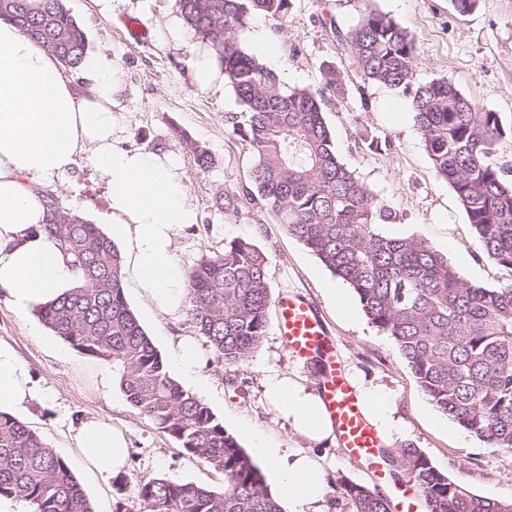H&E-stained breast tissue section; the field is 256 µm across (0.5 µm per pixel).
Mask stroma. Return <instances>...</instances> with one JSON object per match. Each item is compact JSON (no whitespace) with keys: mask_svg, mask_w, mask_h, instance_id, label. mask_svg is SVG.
<instances>
[{"mask_svg":"<svg viewBox=\"0 0 512 512\" xmlns=\"http://www.w3.org/2000/svg\"><path fill=\"white\" fill-rule=\"evenodd\" d=\"M85 31L89 54L104 53L119 65L125 146L171 153L180 160L179 175L195 203L199 221L180 239L177 258L192 267L202 254L223 252L237 238L252 240L268 258L272 299L303 298L320 313L336 342L337 354L351 380L391 393L397 431L394 445L419 448L439 471L461 479L470 489L491 498L512 497V458L504 457L475 437L458 443L443 415L430 403L393 341L365 316L354 292L337 306L329 290L337 278L267 210L247 203L253 154L234 127L244 116L228 86L203 87L194 61L209 46L193 31L173 41L169 26L179 20L175 0H65ZM404 27L417 44L413 62L416 82L443 78L480 108L498 113L512 125V0H478L469 13H459L452 0H373ZM361 0H290L280 28L257 18L238 34L250 49L258 39L271 41L263 61L289 86L318 88L322 65L331 62L345 80L342 95L324 106V118L337 152L370 192L377 208L391 212L380 225L389 237H419L447 254L467 280L488 288L512 283V273L481 251L467 215L454 191L434 169L402 90L382 84L362 85L336 40L335 28L358 19ZM139 21L143 40L130 38L125 19ZM199 144L209 156L198 166L191 151ZM64 207L88 222L109 208L99 169L79 159L72 172L49 187ZM237 204L225 208V195ZM126 301L159 352L177 336L193 333L189 318L172 323L151 316L134 295ZM0 340L10 343L27 363L39 398L22 422L63 457L91 500L95 512H112L115 480L91 474L75 456L74 429L90 415L121 428L130 443L128 481L165 477L221 487V474L185 453L127 400L119 383L91 392L97 372L111 363L81 354L46 328L37 313L17 314L0 295ZM286 372L318 386L313 365L299 363L285 348L276 329H269L249 363L227 382L224 370L209 372L211 384L199 397L242 447L250 442L246 426L261 430L282 452L305 453L324 469L326 478L349 480L390 496L386 479L367 471L335 445L299 438L267 404L263 379Z\"/></svg>","mask_w":512,"mask_h":512,"instance_id":"1","label":"stroma"}]
</instances>
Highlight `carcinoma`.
<instances>
[{
	"mask_svg": "<svg viewBox=\"0 0 512 512\" xmlns=\"http://www.w3.org/2000/svg\"><path fill=\"white\" fill-rule=\"evenodd\" d=\"M184 23L206 39L248 116L242 132L253 156L244 197L272 212L356 294L365 316L389 336L431 404L494 451L512 457V285L469 282L426 240L381 234L390 218L339 159L323 108L343 92L340 70L322 65L316 90L284 86L276 71L236 34L262 17L277 26L289 0H176ZM14 22L68 70L86 56V35L64 0H0ZM336 37L364 84L400 88L439 176L465 210L483 253L512 272V179L491 164L505 134L499 116L452 83L414 82L415 40L372 0ZM80 274L81 285L38 309L43 324L77 351L112 362L127 400L192 457L223 474L212 489L164 477L116 482L112 512H283L260 469L210 407L168 373L161 354L129 308L119 250L98 225L60 207L43 225ZM267 256L235 239L204 254L188 271L189 316L231 374L247 364L269 328ZM389 476L416 487L428 512H512L435 468L419 449L383 448ZM352 512H391L390 500L344 476L330 481ZM0 497L32 512H95L67 461L26 424L0 412Z\"/></svg>",
	"mask_w": 512,
	"mask_h": 512,
	"instance_id": "carcinoma-1",
	"label": "carcinoma"
}]
</instances>
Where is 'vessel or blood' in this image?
<instances>
[{
    "label": "vessel or blood",
    "mask_w": 512,
    "mask_h": 512,
    "mask_svg": "<svg viewBox=\"0 0 512 512\" xmlns=\"http://www.w3.org/2000/svg\"><path fill=\"white\" fill-rule=\"evenodd\" d=\"M276 329L297 359L304 362L314 357L322 359L325 365L320 383L322 397L341 448L371 471H379L382 467L377 454L380 437L367 421L363 404L337 356L336 345L315 309L300 299L279 298Z\"/></svg>",
    "instance_id": "1"
}]
</instances>
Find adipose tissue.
Returning a JSON list of instances; mask_svg holds the SVG:
<instances>
[{"mask_svg":"<svg viewBox=\"0 0 512 512\" xmlns=\"http://www.w3.org/2000/svg\"><path fill=\"white\" fill-rule=\"evenodd\" d=\"M83 66L91 84L81 92L53 53L0 20V293L26 315L79 284L78 272L43 229L47 214L38 190L66 177L84 155L105 180L110 205L98 221L122 247L124 281L149 312L179 319L187 271L175 252L185 228L198 222L197 208L172 155L122 147L117 64L97 54ZM168 360L183 381L207 386L208 354L196 336L170 344ZM38 396L27 365L0 343V411L27 413ZM265 396L302 438L335 439L316 388L282 373L267 380ZM249 435L294 512H312L326 492L321 466L306 454L286 456L258 430ZM73 440L92 473L123 472L128 443L120 429L89 416Z\"/></svg>","mask_w":512,"mask_h":512,"instance_id":"obj_1","label":"adipose tissue"}]
</instances>
